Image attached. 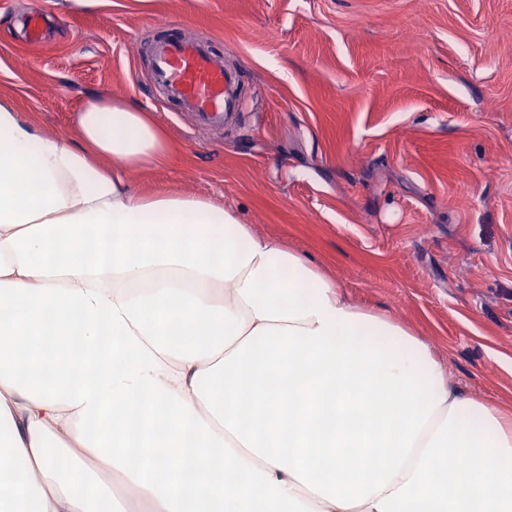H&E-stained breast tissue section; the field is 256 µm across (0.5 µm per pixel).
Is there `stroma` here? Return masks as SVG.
Here are the masks:
<instances>
[{
    "label": "stroma",
    "instance_id": "1",
    "mask_svg": "<svg viewBox=\"0 0 512 512\" xmlns=\"http://www.w3.org/2000/svg\"><path fill=\"white\" fill-rule=\"evenodd\" d=\"M162 19L238 72L237 124L197 128L144 83ZM102 93L173 146L132 190L237 211L512 411V0H0V97L40 134L73 136Z\"/></svg>",
    "mask_w": 512,
    "mask_h": 512
}]
</instances>
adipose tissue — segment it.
<instances>
[{"label": "adipose tissue", "instance_id": "1", "mask_svg": "<svg viewBox=\"0 0 512 512\" xmlns=\"http://www.w3.org/2000/svg\"><path fill=\"white\" fill-rule=\"evenodd\" d=\"M0 101V512H512V420L210 198L149 112Z\"/></svg>", "mask_w": 512, "mask_h": 512}]
</instances>
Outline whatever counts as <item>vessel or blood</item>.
Returning a JSON list of instances; mask_svg holds the SVG:
<instances>
[{"label": "vessel or blood", "instance_id": "1", "mask_svg": "<svg viewBox=\"0 0 512 512\" xmlns=\"http://www.w3.org/2000/svg\"><path fill=\"white\" fill-rule=\"evenodd\" d=\"M164 37L153 49L150 81L198 127H220L242 105L235 71L225 68L205 41L178 34L179 22H162Z\"/></svg>", "mask_w": 512, "mask_h": 512}]
</instances>
